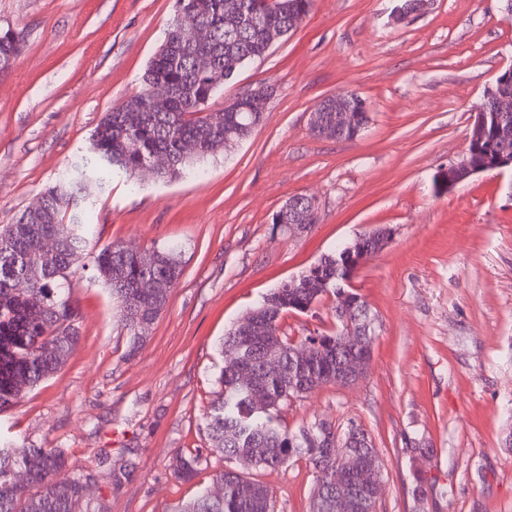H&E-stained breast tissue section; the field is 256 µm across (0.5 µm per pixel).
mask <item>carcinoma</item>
<instances>
[{
  "label": "carcinoma",
  "mask_w": 512,
  "mask_h": 512,
  "mask_svg": "<svg viewBox=\"0 0 512 512\" xmlns=\"http://www.w3.org/2000/svg\"><path fill=\"white\" fill-rule=\"evenodd\" d=\"M315 0H178V8L190 9L210 30V41L192 43L173 21L157 52L145 69L140 89L112 107L98 122L91 139V157L66 172L42 194L44 207L36 213L22 212L16 222L0 228V414L18 403L27 390L53 375L81 339L77 314L70 301L72 278L92 258L94 281L107 288L117 303V322L128 337L127 356L136 355L141 344L139 327L153 325L165 311L168 296L140 288L145 280L175 283L182 274L181 249L155 247L128 251L109 243L88 255L89 227L80 206L85 182L102 185L113 173L129 176L144 171L155 155L170 158L158 172L162 179L199 176L197 164L246 140L259 126V117L243 109L225 112L218 130H213L204 109L224 96V85L233 81L247 63L260 59L271 41L288 36L294 14L312 11ZM238 11L245 21L231 24L230 13ZM0 28V62L17 59L23 44ZM168 96V107L156 112L148 90ZM193 140L197 151L187 154L182 144ZM42 238L57 242L55 252L36 249ZM332 277L330 287L315 284L290 288L280 285L252 308L266 338L249 345L250 356L239 362L231 357L217 379L215 399L203 414L204 428L212 442L210 453L226 461L251 459L254 468H278L293 457H304L316 473L313 503L333 512L336 483L365 484L361 472L351 467L336 470L320 424L288 431L280 420L282 404L302 391L336 384V355L345 353L341 333L346 321L338 312L340 278L336 263L345 262L342 249L320 257ZM39 294L43 304H31ZM129 294L138 296L136 309L124 304ZM332 299L334 319L329 331L304 337L310 344L308 358L294 354L296 340L285 335L282 319L287 314H306L320 301ZM246 344L242 330L231 327L220 343L225 353ZM279 357L276 368L265 366L268 352ZM260 392L266 409L255 411L252 393ZM321 436L318 445L304 442L308 430ZM203 464L198 453L176 457L174 472L183 481L193 480ZM22 470L26 481L15 480ZM83 471L71 467L61 448H28L15 442H0V512H86L80 479ZM213 482L223 488L220 496L203 489L176 512H273L271 491L260 481L232 467L214 471Z\"/></svg>",
  "instance_id": "obj_1"
}]
</instances>
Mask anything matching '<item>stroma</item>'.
I'll list each match as a JSON object with an SVG mask.
<instances>
[{
    "label": "stroma",
    "instance_id": "1",
    "mask_svg": "<svg viewBox=\"0 0 512 512\" xmlns=\"http://www.w3.org/2000/svg\"><path fill=\"white\" fill-rule=\"evenodd\" d=\"M395 4L316 0L296 32L225 85L228 99L261 85L275 94L262 125L205 163L204 177L87 183L99 244L176 245L183 261L131 359L109 291L79 271V346L0 415V439L65 449L93 472L88 512H173L211 486L223 462L203 414L227 330L377 226L392 228L391 241L353 282L378 318L370 367L284 404L282 422L360 424L383 464L379 512H512V173L445 186L488 87L512 65V14L501 0H430L395 23ZM176 11L177 0H0V27L24 45L0 76V227L89 157L96 125L139 90ZM344 90L365 99L367 130L313 137L311 110ZM294 195L313 197L320 217L302 233L272 221ZM180 451L207 459L193 481L174 474ZM249 475L274 512H310L316 473L305 459Z\"/></svg>",
    "mask_w": 512,
    "mask_h": 512
}]
</instances>
